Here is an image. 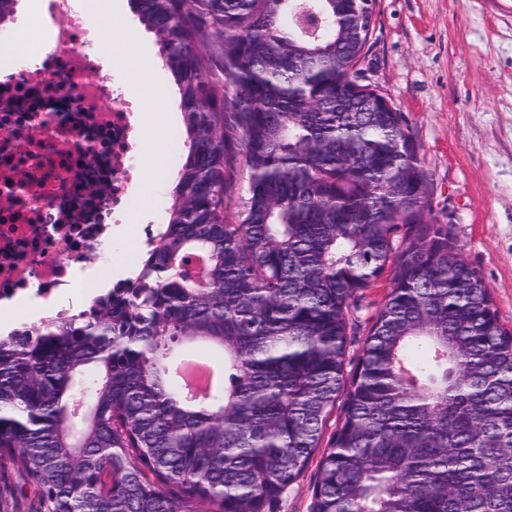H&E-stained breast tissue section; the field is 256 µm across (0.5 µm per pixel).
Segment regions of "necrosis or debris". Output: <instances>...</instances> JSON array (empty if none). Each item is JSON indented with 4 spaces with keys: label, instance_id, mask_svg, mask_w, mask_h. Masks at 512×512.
<instances>
[{
    "label": "necrosis or debris",
    "instance_id": "4bbe7bcc",
    "mask_svg": "<svg viewBox=\"0 0 512 512\" xmlns=\"http://www.w3.org/2000/svg\"><path fill=\"white\" fill-rule=\"evenodd\" d=\"M53 48L17 28L0 56H39L0 83V299L31 289L50 297L68 287L93 295L72 264L87 250L104 260L110 217L136 196V118L141 104L100 77L109 51L94 45L96 26L69 0H40Z\"/></svg>",
    "mask_w": 512,
    "mask_h": 512
}]
</instances>
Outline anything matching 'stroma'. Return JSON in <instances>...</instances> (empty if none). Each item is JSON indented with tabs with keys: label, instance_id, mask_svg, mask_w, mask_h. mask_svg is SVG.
I'll return each instance as SVG.
<instances>
[{
	"label": "stroma",
	"instance_id": "35a3bbf8",
	"mask_svg": "<svg viewBox=\"0 0 512 512\" xmlns=\"http://www.w3.org/2000/svg\"><path fill=\"white\" fill-rule=\"evenodd\" d=\"M114 19L136 39L114 62L148 111L167 121L148 130L149 161L165 177L147 178L127 212L128 236L113 256V274L140 257V232L169 221L184 134L178 87L159 56V41L131 6ZM363 84L405 117L429 175L430 216L447 225L461 256L483 277L501 323L512 330V0H376L374 27L359 63ZM385 280L368 288L354 312L347 359L355 361L371 319L384 302ZM317 460L267 512H312Z\"/></svg>",
	"mask_w": 512,
	"mask_h": 512
}]
</instances>
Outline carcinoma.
<instances>
[{"instance_id":"1","label":"carcinoma","mask_w":512,"mask_h":512,"mask_svg":"<svg viewBox=\"0 0 512 512\" xmlns=\"http://www.w3.org/2000/svg\"><path fill=\"white\" fill-rule=\"evenodd\" d=\"M134 2L184 111L170 221L123 291L0 335V512H265L341 394L316 512H512V334L426 220L406 119L351 87L365 0ZM178 341L209 348L201 397ZM388 278V273H385L373 286L365 291V297L361 302L362 309L353 314L352 318L355 321L350 332L351 336H348L347 371L351 369L352 364L361 351L372 317L375 316L384 302L387 293L385 285ZM350 361L351 363L348 364Z\"/></svg>"}]
</instances>
